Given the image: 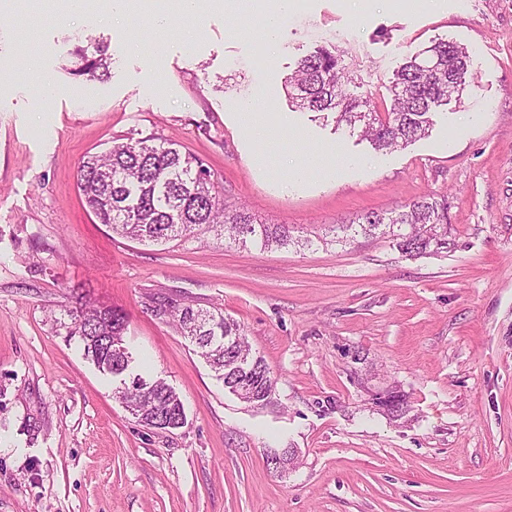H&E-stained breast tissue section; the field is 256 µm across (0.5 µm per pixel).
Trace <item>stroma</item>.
Segmentation results:
<instances>
[{"instance_id":"35a3bbf8","label":"stroma","mask_w":512,"mask_h":512,"mask_svg":"<svg viewBox=\"0 0 512 512\" xmlns=\"http://www.w3.org/2000/svg\"><path fill=\"white\" fill-rule=\"evenodd\" d=\"M257 8L188 16L141 0L118 21L110 0H85L47 20L12 0L0 12V512H512V0H296L262 55ZM90 37L112 57L100 82L68 72ZM440 38L470 50L469 85L435 109L429 137L396 151L376 155L286 96L322 46L385 105L399 66ZM251 98L280 129L264 148L237 116ZM150 134L204 160L228 203L288 225L293 245L148 244L100 223L80 162ZM301 156L335 163V180L286 183ZM430 195L448 198L446 252L337 239L339 225ZM79 301L126 314L133 370L174 389L181 428L142 427L119 378L60 334L55 318ZM167 302L240 323L276 381L268 401L225 389L155 315ZM391 387L408 404L399 419L371 402ZM281 448L284 469L268 460Z\"/></svg>"}]
</instances>
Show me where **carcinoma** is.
I'll return each mask as SVG.
<instances>
[{
    "label": "carcinoma",
    "instance_id": "cac0c4a2",
    "mask_svg": "<svg viewBox=\"0 0 512 512\" xmlns=\"http://www.w3.org/2000/svg\"><path fill=\"white\" fill-rule=\"evenodd\" d=\"M71 74L85 81H101L110 73V61L99 46L75 51ZM471 65L467 48L438 40L411 56L394 74L390 106L379 111L371 96L349 91L352 75L340 56L318 48L304 56L284 81L288 101L300 110L331 112L336 124L369 141L381 153L391 152L429 135L434 108L463 95ZM78 188L89 209L118 234L141 242L214 233L243 246L286 248L293 239L286 224H261L244 205L228 206L214 174L203 160L177 143L154 137L119 138L105 152L86 156L79 168ZM364 235L390 234L400 251L410 257L448 249V197H429L400 206L390 215L367 213L356 222ZM56 324L65 336L79 341L85 358L111 376L128 370L123 346L125 317L112 308L80 306L66 311ZM183 335L231 389L240 381L249 385L244 401L264 403L274 386L264 359L252 353L244 329L221 310L191 306L172 314ZM137 375L130 388L118 393L125 407L147 428L162 420L180 428L186 420L182 401L161 381L147 393Z\"/></svg>",
    "mask_w": 512,
    "mask_h": 512
}]
</instances>
